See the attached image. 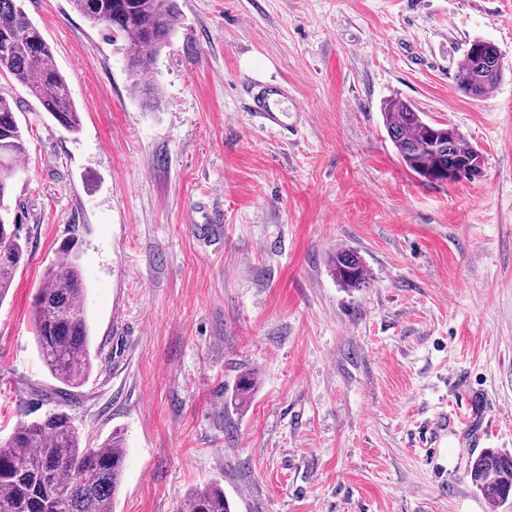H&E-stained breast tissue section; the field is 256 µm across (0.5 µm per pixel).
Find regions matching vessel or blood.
Instances as JSON below:
<instances>
[{
    "label": "vessel or blood",
    "instance_id": "vessel-or-blood-1",
    "mask_svg": "<svg viewBox=\"0 0 512 512\" xmlns=\"http://www.w3.org/2000/svg\"><path fill=\"white\" fill-rule=\"evenodd\" d=\"M249 110L259 119L262 127L287 136L296 131L304 109L299 102H287L284 88L275 83H249L245 86Z\"/></svg>",
    "mask_w": 512,
    "mask_h": 512
}]
</instances>
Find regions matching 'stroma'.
<instances>
[{
    "label": "stroma",
    "mask_w": 512,
    "mask_h": 512,
    "mask_svg": "<svg viewBox=\"0 0 512 512\" xmlns=\"http://www.w3.org/2000/svg\"><path fill=\"white\" fill-rule=\"evenodd\" d=\"M21 5L81 124L0 76L26 140L10 205L27 243L0 304V437L60 408L94 443L121 432L113 512H182L212 481L235 512H512L466 477L479 449L512 451V0H178L153 110L123 41L70 0ZM476 38L503 68L479 99L453 81ZM250 80L287 82L295 135L261 128ZM395 98L455 124L482 177L411 173L383 126ZM214 211L221 231L199 235ZM70 242L94 366L64 402L33 297ZM342 248L365 287L333 277ZM331 268L336 281L346 288H360L366 284V270L358 253L339 249L332 256ZM257 387L258 379L255 373L251 372L250 370L242 372L239 375L237 381L235 382V386L231 396V404L232 401H234V404L237 408L246 406L249 403Z\"/></svg>",
    "instance_id": "1"
}]
</instances>
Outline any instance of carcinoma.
Returning a JSON list of instances; mask_svg holds the SVG:
<instances>
[{"label": "carcinoma", "mask_w": 512, "mask_h": 512, "mask_svg": "<svg viewBox=\"0 0 512 512\" xmlns=\"http://www.w3.org/2000/svg\"><path fill=\"white\" fill-rule=\"evenodd\" d=\"M75 10L93 25L106 27L130 48L127 68L132 87L148 108L158 104V92L145 77L177 31V0H71ZM498 54L483 39L471 40L458 64L454 80L475 97L488 95L502 75L485 74L480 63ZM0 75L15 80L62 128L76 132L80 115L69 85L55 63L42 31L18 5L0 0ZM384 127L405 167L428 183H445L448 171L463 167L460 178L480 177L483 158L460 129L426 118L412 104L387 101ZM25 140L15 105L0 93V302L12 287L24 258L21 225L11 217L10 197L17 161ZM333 276L346 288L366 284V270L358 253L339 249L332 256ZM87 285L75 256L45 269L33 303V334L37 350L50 374L67 388L89 379L93 361L86 307ZM258 387L255 373L242 372L232 392L236 407L246 406ZM121 434L93 445L82 437L73 418L63 410L22 421L0 438V512H112L124 470ZM467 477L492 504L512 498V454L487 449L475 457ZM185 512H233L224 487L214 481L192 491Z\"/></svg>", "instance_id": "obj_1"}]
</instances>
